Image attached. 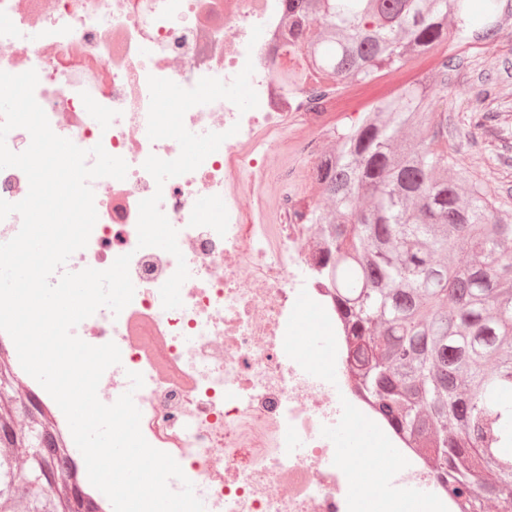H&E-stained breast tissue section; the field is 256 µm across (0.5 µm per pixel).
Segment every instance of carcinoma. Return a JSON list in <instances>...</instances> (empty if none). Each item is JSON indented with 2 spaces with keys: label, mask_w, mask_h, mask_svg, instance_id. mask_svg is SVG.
Returning <instances> with one entry per match:
<instances>
[{
  "label": "carcinoma",
  "mask_w": 512,
  "mask_h": 512,
  "mask_svg": "<svg viewBox=\"0 0 512 512\" xmlns=\"http://www.w3.org/2000/svg\"><path fill=\"white\" fill-rule=\"evenodd\" d=\"M286 4V45L320 75L317 99L436 56L430 80L326 129L335 146L313 171L326 205L310 201L291 221L321 226L320 273L334 287L357 388L446 476L456 512H474L485 481L512 500V222L457 172L448 118L433 111L448 96V55L439 49L469 34L496 35L499 0H485L478 29L470 0ZM472 97L494 101L495 84ZM496 120L495 112L471 113L468 136L478 139ZM378 315L382 338L372 334ZM23 410L50 439L41 451L46 476L29 480L0 452V512H82L88 502L69 496L73 477L51 423L29 397ZM16 413L0 404V440L10 439Z\"/></svg>",
  "instance_id": "carcinoma-1"
}]
</instances>
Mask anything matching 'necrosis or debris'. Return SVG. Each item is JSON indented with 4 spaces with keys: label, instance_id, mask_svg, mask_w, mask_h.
<instances>
[{
    "label": "necrosis or debris",
    "instance_id": "necrosis-or-debris-1",
    "mask_svg": "<svg viewBox=\"0 0 512 512\" xmlns=\"http://www.w3.org/2000/svg\"><path fill=\"white\" fill-rule=\"evenodd\" d=\"M287 23L284 0H0V70H36L52 130L128 165L125 179L91 181L98 219L66 269L104 270L130 255L134 297L74 333L121 352L101 402L118 399L128 372L142 374V434L180 464L205 512H367L372 496L344 482L372 448L351 459L327 436L337 402L350 435L381 417L347 372L317 238L290 221L310 192L307 163L329 112L309 103L316 76L279 80L291 65ZM173 84L179 107L168 112L157 92ZM187 131L207 149L183 154ZM148 224L176 225L177 236L159 246ZM297 310L307 335L325 336L321 352L298 340ZM0 349L68 439L63 412L3 332ZM312 369L335 371L339 389ZM390 440L400 452L392 477L437 484L402 436Z\"/></svg>",
    "mask_w": 512,
    "mask_h": 512
}]
</instances>
